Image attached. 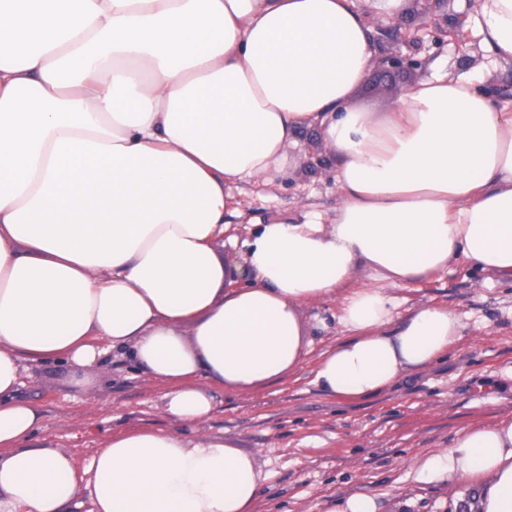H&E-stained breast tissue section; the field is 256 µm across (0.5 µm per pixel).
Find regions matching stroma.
<instances>
[{
    "label": "stroma",
    "mask_w": 512,
    "mask_h": 512,
    "mask_svg": "<svg viewBox=\"0 0 512 512\" xmlns=\"http://www.w3.org/2000/svg\"><path fill=\"white\" fill-rule=\"evenodd\" d=\"M476 0H414L401 19L371 20L373 55L413 59L414 68L390 75L379 66L355 91L352 103L385 111L406 89L429 76L431 63L453 75L490 70L483 83L494 104L512 109V65L494 63L476 34ZM460 24L463 42L448 37ZM249 223L235 224L240 245L216 244L226 281L239 283L244 249L256 224L299 221L304 210L331 214L339 203L335 162L315 130H304L290 164L271 183L242 185L236 196ZM403 309L430 303L452 309L464 325L459 344L395 389L362 401H339L314 383L319 354L344 336L335 299L309 304L304 318L314 345L303 365L276 386L258 392L214 389L215 409L203 432L224 436L256 455L270 474L256 512H328L356 494L372 496L378 512H455L472 499L464 482L423 472L422 463L444 452L465 426L512 418V283L460 262L441 274L399 289ZM88 398L72 400L70 371L49 361L27 380L42 414V437L85 464L107 431L175 429L161 409L163 386L121 357L95 370Z\"/></svg>",
    "instance_id": "stroma-1"
}]
</instances>
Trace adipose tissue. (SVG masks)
Listing matches in <instances>:
<instances>
[{"label":"adipose tissue","instance_id":"adipose-tissue-1","mask_svg":"<svg viewBox=\"0 0 512 512\" xmlns=\"http://www.w3.org/2000/svg\"><path fill=\"white\" fill-rule=\"evenodd\" d=\"M476 2L512 64V0ZM410 3L0 0V512H255L256 457L199 427L214 389L302 365L306 305L336 298L346 335L315 383L354 401L462 338L447 307L401 314L397 288L462 260L512 280V112L442 65L386 111L351 105L369 19ZM306 128L338 160L335 212L262 225L225 287L233 184L282 173ZM115 352L165 385L178 428L107 435L81 469L38 439L24 377L63 360L86 396ZM426 466L475 489L470 512H512V419Z\"/></svg>","mask_w":512,"mask_h":512}]
</instances>
